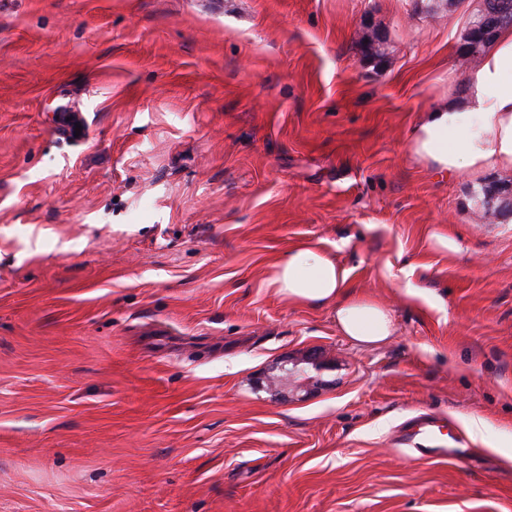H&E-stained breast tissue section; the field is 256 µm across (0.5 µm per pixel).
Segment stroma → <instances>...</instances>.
Here are the masks:
<instances>
[{
    "instance_id": "1",
    "label": "stroma",
    "mask_w": 512,
    "mask_h": 512,
    "mask_svg": "<svg viewBox=\"0 0 512 512\" xmlns=\"http://www.w3.org/2000/svg\"><path fill=\"white\" fill-rule=\"evenodd\" d=\"M479 7L0 0V512H512V214L407 151ZM299 244L386 344L278 295ZM445 435L446 434L442 433L440 427L430 419H420L408 432L409 440H413L418 437L419 439L430 443V448H432L436 454L446 456L450 450L447 448V445L443 443V437Z\"/></svg>"
}]
</instances>
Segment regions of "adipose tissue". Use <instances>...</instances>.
<instances>
[{
	"label": "adipose tissue",
	"instance_id": "1",
	"mask_svg": "<svg viewBox=\"0 0 512 512\" xmlns=\"http://www.w3.org/2000/svg\"><path fill=\"white\" fill-rule=\"evenodd\" d=\"M465 90L464 106L441 96L423 112L409 131L410 156L433 172L474 181L512 173V27L485 48ZM349 277L334 254L302 244L280 257L272 283L288 302L329 309L355 345L385 343L394 333L389 310L350 288Z\"/></svg>",
	"mask_w": 512,
	"mask_h": 512
}]
</instances>
